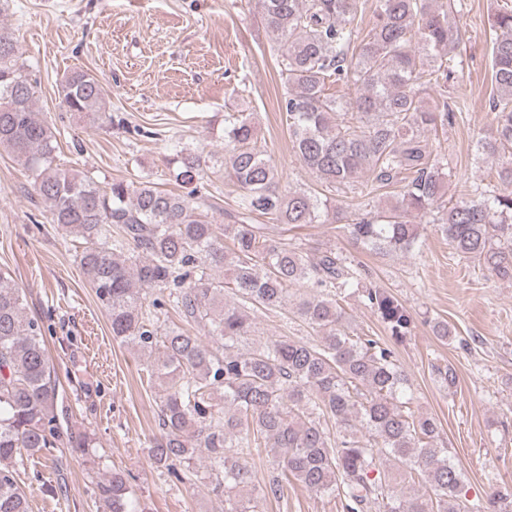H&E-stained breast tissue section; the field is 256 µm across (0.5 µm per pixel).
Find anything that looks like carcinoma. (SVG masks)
<instances>
[{"label":"carcinoma","mask_w":512,"mask_h":512,"mask_svg":"<svg viewBox=\"0 0 512 512\" xmlns=\"http://www.w3.org/2000/svg\"><path fill=\"white\" fill-rule=\"evenodd\" d=\"M259 2L261 24L281 47V109L292 147L322 191L281 190L276 166L258 147L253 114L226 112L224 177L240 190L228 224L208 216L224 209L207 189L175 194L150 181L102 187L62 168L17 42L0 29V147L30 173L52 222L84 240L80 268L112 337L148 353L147 369L162 389L153 464L180 482L182 466L205 452L214 488L224 489V512H259L291 480L337 498L343 512H512V491L496 482L481 498L463 495V472L439 443L437 419L411 410L409 374L395 349L412 335L410 311L368 281L361 264L274 234L280 225L336 223L353 247L387 256L414 249L420 225L411 217L425 213L458 256L511 280L512 6L492 18L496 133L475 151L478 161H498L506 188L471 186L453 201L451 174L424 133L454 118L447 89L461 66L465 0H376L366 28L356 21V0ZM331 85H351L356 96L345 100ZM58 93L86 124L110 118L102 85L84 71L65 74ZM203 164L198 152L182 149L175 182L194 184ZM366 172L372 181L342 224L334 194ZM389 186L398 188L396 202L375 205L374 192ZM258 217L271 223L257 224ZM296 284L308 292H290ZM228 285L238 301L224 302ZM152 289L159 294L151 299ZM22 293L0 272V512H31L16 479L22 452L91 447L87 435L61 425L67 409L43 325L28 315ZM351 293L393 344L348 330L341 301ZM167 305L179 323L160 322ZM249 306L287 309L316 338L281 336L252 347ZM263 446L273 454L272 471L257 486L247 458ZM409 483L423 492H406ZM96 489L108 512H141L122 474Z\"/></svg>","instance_id":"obj_1"}]
</instances>
